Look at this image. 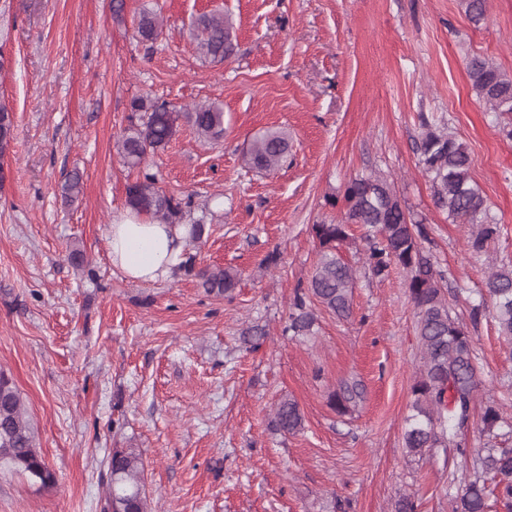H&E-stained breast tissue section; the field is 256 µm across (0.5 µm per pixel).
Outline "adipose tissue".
Instances as JSON below:
<instances>
[{"label":"adipose tissue","instance_id":"adipose-tissue-1","mask_svg":"<svg viewBox=\"0 0 512 512\" xmlns=\"http://www.w3.org/2000/svg\"><path fill=\"white\" fill-rule=\"evenodd\" d=\"M188 227L144 221L124 212L113 219L108 242L113 266L134 281L169 277L182 260Z\"/></svg>","mask_w":512,"mask_h":512}]
</instances>
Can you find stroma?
I'll use <instances>...</instances> for the list:
<instances>
[{
	"mask_svg": "<svg viewBox=\"0 0 512 512\" xmlns=\"http://www.w3.org/2000/svg\"><path fill=\"white\" fill-rule=\"evenodd\" d=\"M145 9L161 25L153 42L137 33ZM218 10L237 53L205 63L192 22ZM475 54L512 76V0H487L477 28L461 0H0V104L14 115L0 157V371L56 476L43 488L0 470V512H101L115 448L141 451L150 512H393L401 492L422 512H451L448 477L470 458L403 450L419 355L403 273L358 275L351 319L321 313L309 336L282 328L318 259L311 225L340 220L347 182L374 171L427 232L474 341L478 406L512 393V344L491 317H469L490 265L512 264V138L471 87ZM137 97L183 112L219 104L224 135L199 139L180 120L165 149L128 169L117 141ZM423 115L472 154L501 227L481 254L469 225L434 203ZM272 127L290 135L287 163L244 167L246 144ZM144 172L211 226L197 262L237 269L232 297L181 272L133 282L113 267L108 228ZM75 173L83 194L69 202ZM255 325L267 332L256 347L244 339ZM350 378L365 395L342 418L327 393ZM285 397L305 425L288 437L270 429Z\"/></svg>",
	"mask_w": 512,
	"mask_h": 512,
	"instance_id": "1",
	"label": "stroma"
}]
</instances>
